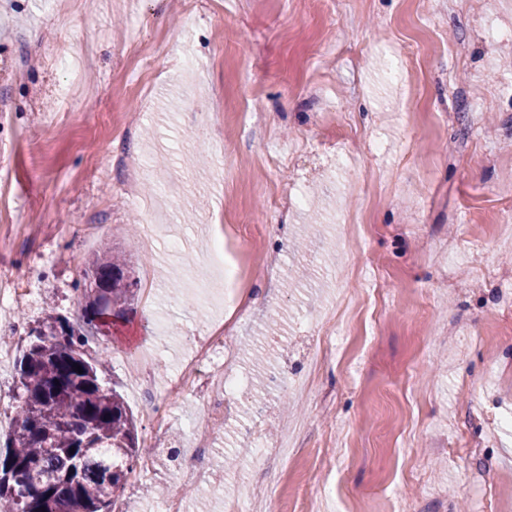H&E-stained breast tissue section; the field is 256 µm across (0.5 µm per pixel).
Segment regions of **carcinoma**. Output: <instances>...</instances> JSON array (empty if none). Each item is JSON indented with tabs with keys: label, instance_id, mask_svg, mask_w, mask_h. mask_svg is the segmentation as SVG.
I'll list each match as a JSON object with an SVG mask.
<instances>
[{
	"label": "carcinoma",
	"instance_id": "carcinoma-1",
	"mask_svg": "<svg viewBox=\"0 0 512 512\" xmlns=\"http://www.w3.org/2000/svg\"><path fill=\"white\" fill-rule=\"evenodd\" d=\"M84 275L75 321L47 312L16 361L19 404L0 451V512H112L143 454L131 408L87 354L99 324L135 300L139 280L109 253Z\"/></svg>",
	"mask_w": 512,
	"mask_h": 512
}]
</instances>
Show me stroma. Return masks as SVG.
Here are the masks:
<instances>
[{
	"instance_id": "35a3bbf8",
	"label": "stroma",
	"mask_w": 512,
	"mask_h": 512,
	"mask_svg": "<svg viewBox=\"0 0 512 512\" xmlns=\"http://www.w3.org/2000/svg\"><path fill=\"white\" fill-rule=\"evenodd\" d=\"M195 2L189 15L176 0H0V273L30 291L0 323V390L17 392L27 329L50 308L73 317L89 262L114 251L130 276L152 273L160 309L135 301L91 342L133 412L143 359L166 344L164 394L209 321L252 377L215 434L209 488L169 456L198 415L178 398L125 512H154L153 486L187 512H512V305L495 300L512 284V0ZM61 42L69 68H35ZM18 65L27 78L9 77ZM219 98L223 126L200 143L195 115ZM167 188L180 201L147 238L141 203ZM217 231L258 253L239 260L241 315L216 291L205 311L185 303L190 279L214 278ZM160 316L174 336L159 338ZM323 339L310 398L290 396ZM302 420L295 457L246 466Z\"/></svg>"
}]
</instances>
